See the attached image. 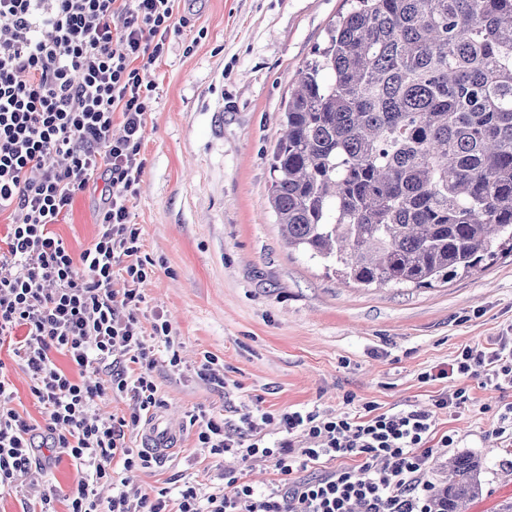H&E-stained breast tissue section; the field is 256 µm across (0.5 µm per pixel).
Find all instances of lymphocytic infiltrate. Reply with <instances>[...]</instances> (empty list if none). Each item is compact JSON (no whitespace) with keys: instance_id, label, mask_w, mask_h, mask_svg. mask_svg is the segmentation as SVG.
Returning <instances> with one entry per match:
<instances>
[{"instance_id":"lymphocytic-infiltrate-1","label":"lymphocytic infiltrate","mask_w":512,"mask_h":512,"mask_svg":"<svg viewBox=\"0 0 512 512\" xmlns=\"http://www.w3.org/2000/svg\"><path fill=\"white\" fill-rule=\"evenodd\" d=\"M180 2L0 0V214L9 217L0 240V344L11 343L25 363L43 411L35 424L13 407L0 363V490L17 486L43 447L80 467L67 512H434L426 475L455 446V434L436 435L429 411H383L374 403L356 416L246 405L227 421L194 411L196 443L208 457L269 459L277 480L258 491L243 471L228 469L206 494L189 481L175 494L125 490L133 474L155 463L126 437L162 404L156 344H164L172 368L181 365L170 323L142 325L139 286L152 269L130 221L146 167L145 116L156 95L142 74L190 26ZM94 187L102 199L97 233L75 254L53 226ZM118 277L125 283L119 292ZM61 355L68 367L58 365ZM91 370L106 380H87ZM479 374L487 388L512 384V336L464 346L448 368L421 379L455 381L435 401L453 413L467 406L466 381ZM108 392L127 398L122 416L99 414L96 400ZM272 430L286 432L287 441L269 440ZM350 458L360 466H347ZM315 467L319 475L308 477ZM100 482L117 486L104 504L93 490Z\"/></svg>"}]
</instances>
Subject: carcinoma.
Listing matches in <instances>:
<instances>
[{
	"instance_id": "cac0c4a2",
	"label": "carcinoma",
	"mask_w": 512,
	"mask_h": 512,
	"mask_svg": "<svg viewBox=\"0 0 512 512\" xmlns=\"http://www.w3.org/2000/svg\"><path fill=\"white\" fill-rule=\"evenodd\" d=\"M269 204L343 283L431 286L512 251V0H352L288 97ZM457 455L438 512L482 496Z\"/></svg>"
}]
</instances>
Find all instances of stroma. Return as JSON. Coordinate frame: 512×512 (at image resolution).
Returning a JSON list of instances; mask_svg holds the SVG:
<instances>
[{
    "label": "stroma",
    "mask_w": 512,
    "mask_h": 512,
    "mask_svg": "<svg viewBox=\"0 0 512 512\" xmlns=\"http://www.w3.org/2000/svg\"><path fill=\"white\" fill-rule=\"evenodd\" d=\"M192 13L170 55L149 73L158 97L146 116L147 166L131 208L142 253L154 272L142 285L143 325L160 315L180 346V369L158 355L161 395L179 421L177 449L135 474L129 491H177L187 479L204 491L221 483L222 462L196 446L193 410L232 418L260 402L281 413L316 407L357 414L372 402L435 410L436 431L455 432V451L481 460L484 495L470 512H497L512 500V446L493 429L512 385L468 379L471 402L455 415L434 409L453 383H420L460 348L512 333V253L471 274L430 287L342 286L283 240L269 204L271 150L299 70L327 45L347 0H182ZM206 30L198 38V30ZM100 191L79 194L55 230L73 253L93 241ZM217 357L229 385L201 380L204 353ZM14 407L41 420L29 376L9 349ZM75 463L54 454L30 480L55 512H67Z\"/></svg>",
    "instance_id": "1"
}]
</instances>
